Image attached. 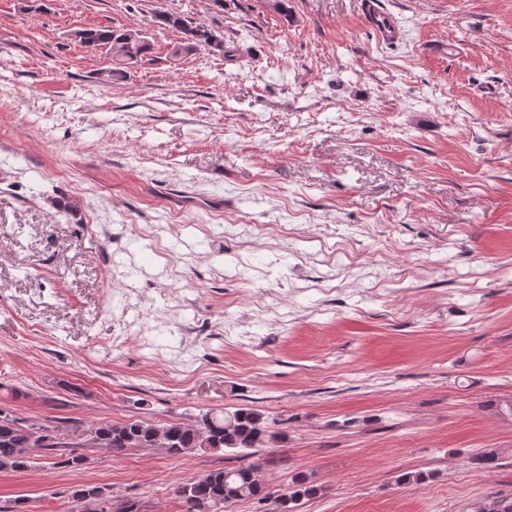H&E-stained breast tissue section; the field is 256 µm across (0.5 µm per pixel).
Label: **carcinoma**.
<instances>
[{
    "label": "carcinoma",
    "instance_id": "obj_1",
    "mask_svg": "<svg viewBox=\"0 0 512 512\" xmlns=\"http://www.w3.org/2000/svg\"><path fill=\"white\" fill-rule=\"evenodd\" d=\"M157 26L182 33V40L172 48L175 58L200 49L224 51V36L201 25L193 26L177 13L165 12L155 16ZM80 42L106 46L112 56L108 77H122L126 70L140 62L150 52V44L141 32L133 29L89 28L75 32ZM277 422L258 411L241 407L234 410L201 414L193 423L170 422L156 425L143 420L112 422L100 420L84 430L63 429L44 423H31L0 410V471L20 472L28 469L31 451L35 448L54 450L62 447V440L89 433L93 447L107 449L118 455L135 448H163L172 456L208 451L254 450L267 448L277 441L280 432ZM317 493V488L299 477L293 490L283 495L276 512H294L299 501ZM176 494L181 500L182 512H223L226 504L245 499L265 502V493L253 464L233 469H217L204 476L180 484ZM72 496L86 500V512H99L97 506L104 498H112V491L100 486H79Z\"/></svg>",
    "mask_w": 512,
    "mask_h": 512
}]
</instances>
